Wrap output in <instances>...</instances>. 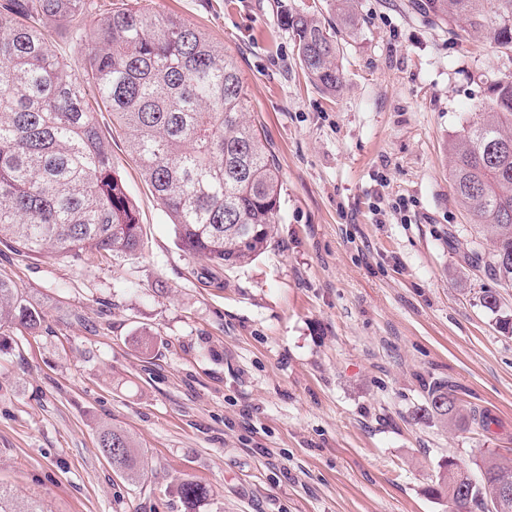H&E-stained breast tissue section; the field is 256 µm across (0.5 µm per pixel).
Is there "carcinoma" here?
I'll return each mask as SVG.
<instances>
[{"label": "carcinoma", "instance_id": "obj_1", "mask_svg": "<svg viewBox=\"0 0 512 512\" xmlns=\"http://www.w3.org/2000/svg\"><path fill=\"white\" fill-rule=\"evenodd\" d=\"M95 0H3L0 3V242L27 255L135 253L142 227L126 183L112 166L89 93L125 134L142 177L186 252L214 266L250 264L275 245L282 184L272 154L249 121V101L224 46L176 16L133 6L109 14ZM425 11L461 26L472 38L495 29L512 51V0H426ZM288 32L301 66L321 92L342 83L336 32L306 6L288 13ZM69 27L84 53L80 77L69 70L45 28ZM481 110L448 143L451 177L462 206L488 233L490 248L471 251L512 286V75L488 86ZM41 311L0 278V328L40 329ZM456 390H429L423 415L461 427L494 423L467 418ZM101 452L112 468L133 474L138 454L123 431L104 426ZM481 480L453 459L430 488L455 512H490L491 483L512 484V458L490 451ZM178 490L194 506L210 490L182 479Z\"/></svg>", "mask_w": 512, "mask_h": 512}]
</instances>
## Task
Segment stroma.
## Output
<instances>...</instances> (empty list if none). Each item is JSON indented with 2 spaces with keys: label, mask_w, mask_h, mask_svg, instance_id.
<instances>
[{
  "label": "stroma",
  "mask_w": 512,
  "mask_h": 512,
  "mask_svg": "<svg viewBox=\"0 0 512 512\" xmlns=\"http://www.w3.org/2000/svg\"><path fill=\"white\" fill-rule=\"evenodd\" d=\"M223 44L283 185L276 246L206 272L180 249L110 111L112 164L140 212L139 250L80 260L0 244V277L44 315L5 328L0 488L43 512H448L440 465L512 458V288L465 264L475 218L448 143L491 80L512 74L495 32L473 40L414 0H353L338 28L343 80L315 89L285 24L336 0H138ZM153 345L142 349V334ZM492 413L494 434L420 410L433 384ZM146 465L112 469L98 428ZM189 478L210 497L188 506Z\"/></svg>",
  "instance_id": "stroma-1"
}]
</instances>
